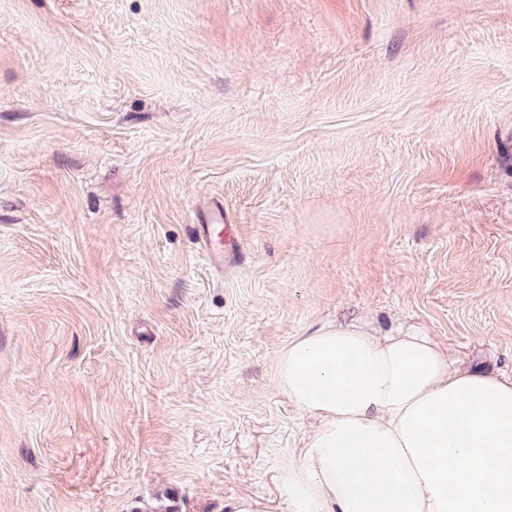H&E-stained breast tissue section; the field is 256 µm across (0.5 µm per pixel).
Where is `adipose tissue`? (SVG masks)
<instances>
[{
  "instance_id": "adipose-tissue-1",
  "label": "adipose tissue",
  "mask_w": 512,
  "mask_h": 512,
  "mask_svg": "<svg viewBox=\"0 0 512 512\" xmlns=\"http://www.w3.org/2000/svg\"><path fill=\"white\" fill-rule=\"evenodd\" d=\"M315 421L276 512H512V377L460 369L415 326L326 323L274 362Z\"/></svg>"
}]
</instances>
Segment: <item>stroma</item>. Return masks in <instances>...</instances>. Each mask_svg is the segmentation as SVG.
<instances>
[{"mask_svg": "<svg viewBox=\"0 0 512 512\" xmlns=\"http://www.w3.org/2000/svg\"><path fill=\"white\" fill-rule=\"evenodd\" d=\"M360 318L512 375V0H0V512L278 499ZM198 236L202 238L206 247V255L210 265L218 270L224 269V257L232 250V242L227 239L224 245V235L221 224H197ZM226 248V251H224Z\"/></svg>", "mask_w": 512, "mask_h": 512, "instance_id": "obj_1", "label": "stroma"}]
</instances>
